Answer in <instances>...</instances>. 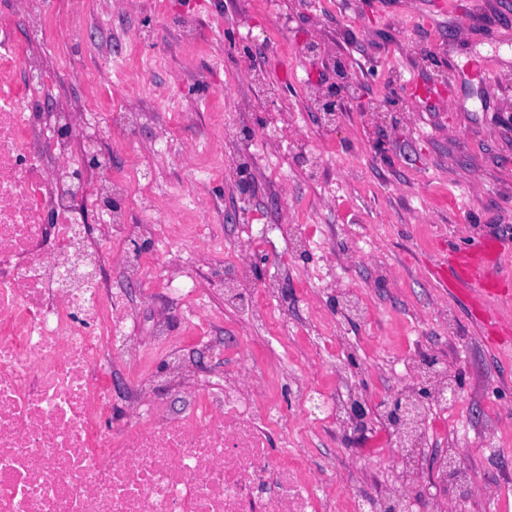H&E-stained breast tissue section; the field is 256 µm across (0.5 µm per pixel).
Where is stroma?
<instances>
[{"mask_svg": "<svg viewBox=\"0 0 512 512\" xmlns=\"http://www.w3.org/2000/svg\"><path fill=\"white\" fill-rule=\"evenodd\" d=\"M46 19L42 50L59 73L50 99L83 102L100 137L105 173L130 183L129 218L150 194L174 223L211 224L223 255L201 261L200 298L176 310L152 281L102 269L116 306L166 322L190 370L220 374L211 351L226 337L255 347L265 381L313 469L393 473L398 459L382 426L311 422L296 398L308 380L356 384L376 405L409 382L412 337L453 380L457 401L427 409L426 490L456 500L438 457L458 449L466 512H512V345L486 341L477 312L441 288L430 266L504 243L512 264V0H31ZM79 38L57 30L76 17ZM349 78L335 123L316 94ZM449 77L442 86L438 74ZM136 111L138 125L111 134L109 116ZM254 203L239 208L237 171ZM269 286L263 317L222 288V261ZM330 269L332 282L315 271ZM362 299L368 315L339 304ZM202 308L210 345L189 315Z\"/></svg>", "mask_w": 512, "mask_h": 512, "instance_id": "35a3bbf8", "label": "stroma"}]
</instances>
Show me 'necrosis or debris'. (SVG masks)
Instances as JSON below:
<instances>
[{
	"instance_id": "1",
	"label": "necrosis or debris",
	"mask_w": 512,
	"mask_h": 512,
	"mask_svg": "<svg viewBox=\"0 0 512 512\" xmlns=\"http://www.w3.org/2000/svg\"><path fill=\"white\" fill-rule=\"evenodd\" d=\"M14 31L0 22V512H438L411 460L370 493L354 471L311 473L271 401L242 388L265 374L254 354L220 384L174 359L180 415L142 381L114 400L108 352L139 365L145 351L125 333L136 310L113 307L95 272L118 259L128 279L148 276L123 256L141 228L112 204L125 182L75 178L96 142L76 106L40 109L56 76ZM90 206L111 236L81 224Z\"/></svg>"
}]
</instances>
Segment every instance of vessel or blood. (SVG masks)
<instances>
[{
  "mask_svg": "<svg viewBox=\"0 0 512 512\" xmlns=\"http://www.w3.org/2000/svg\"><path fill=\"white\" fill-rule=\"evenodd\" d=\"M503 244L489 239L471 252L455 255L452 265L439 264L433 271L440 283L449 284L454 293L462 295L484 313L487 332L495 338H508L505 323L490 308L496 304H511L512 267L502 264Z\"/></svg>",
  "mask_w": 512,
  "mask_h": 512,
  "instance_id": "b4317fda",
  "label": "vessel or blood"
}]
</instances>
